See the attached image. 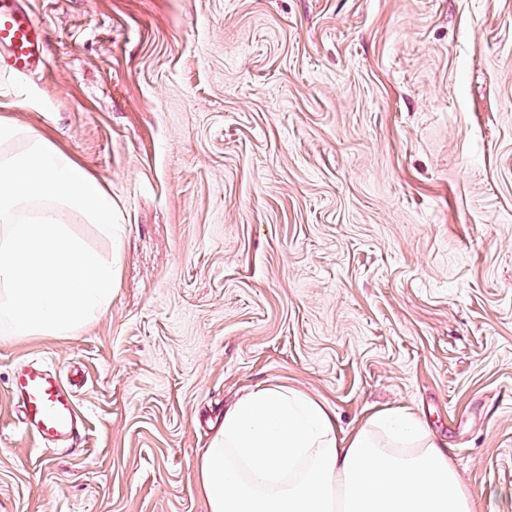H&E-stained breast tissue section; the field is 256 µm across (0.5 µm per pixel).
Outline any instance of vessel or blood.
<instances>
[{
  "label": "vessel or blood",
  "mask_w": 512,
  "mask_h": 512,
  "mask_svg": "<svg viewBox=\"0 0 512 512\" xmlns=\"http://www.w3.org/2000/svg\"><path fill=\"white\" fill-rule=\"evenodd\" d=\"M45 28L22 0H0V59L6 69L25 75L43 64ZM9 394L21 411L24 431L35 432L47 443L80 440L84 423L71 388L47 365L17 370Z\"/></svg>",
  "instance_id": "1"
}]
</instances>
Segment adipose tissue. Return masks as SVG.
<instances>
[{"label": "adipose tissue", "mask_w": 512, "mask_h": 512, "mask_svg": "<svg viewBox=\"0 0 512 512\" xmlns=\"http://www.w3.org/2000/svg\"><path fill=\"white\" fill-rule=\"evenodd\" d=\"M206 512H475L451 450L410 409L346 431L326 403L256 388L196 467Z\"/></svg>", "instance_id": "obj_1"}]
</instances>
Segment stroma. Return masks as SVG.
<instances>
[{
	"label": "stroma",
	"mask_w": 512,
	"mask_h": 512,
	"mask_svg": "<svg viewBox=\"0 0 512 512\" xmlns=\"http://www.w3.org/2000/svg\"><path fill=\"white\" fill-rule=\"evenodd\" d=\"M46 67L0 116L112 195V301L0 333V512H202L196 462L247 390L340 426L409 407L476 512H512V0H24ZM45 363L81 444L20 433Z\"/></svg>",
	"instance_id": "stroma-1"
}]
</instances>
